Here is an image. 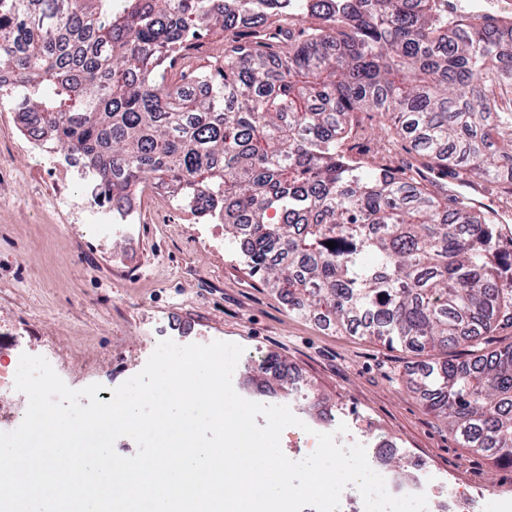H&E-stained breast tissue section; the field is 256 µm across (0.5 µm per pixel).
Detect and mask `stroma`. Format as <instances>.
<instances>
[{
	"mask_svg": "<svg viewBox=\"0 0 512 512\" xmlns=\"http://www.w3.org/2000/svg\"><path fill=\"white\" fill-rule=\"evenodd\" d=\"M391 123L357 113L350 158L372 160ZM26 140L17 114L0 107V327L44 352L63 348L61 372L73 388L119 386L164 336L237 343L245 352L233 386L248 400L261 399L253 363L275 358L288 368L276 402L302 424L283 431L282 448H316L305 428L330 417L347 425L345 440H387L398 450L395 468L421 456L459 490L492 482L497 495L475 512L512 498V468L462 447L414 387L424 355L296 314L229 244L208 239L207 221L177 196L144 193L130 234L95 235L83 176L62 185L53 164L63 150L30 153Z\"/></svg>",
	"mask_w": 512,
	"mask_h": 512,
	"instance_id": "35a3bbf8",
	"label": "stroma"
}]
</instances>
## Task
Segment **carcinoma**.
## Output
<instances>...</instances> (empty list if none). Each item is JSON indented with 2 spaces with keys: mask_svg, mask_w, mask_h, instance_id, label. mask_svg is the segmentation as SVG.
Listing matches in <instances>:
<instances>
[{
  "mask_svg": "<svg viewBox=\"0 0 512 512\" xmlns=\"http://www.w3.org/2000/svg\"><path fill=\"white\" fill-rule=\"evenodd\" d=\"M216 26L224 54L174 79ZM2 68L11 110L113 208L165 183L245 240L247 266L292 310L430 354V409L512 467V344H483L512 316L500 210L344 150L354 114H389L428 169L512 193L511 23L453 24L440 0H0Z\"/></svg>",
  "mask_w": 512,
  "mask_h": 512,
  "instance_id": "carcinoma-1",
  "label": "carcinoma"
}]
</instances>
